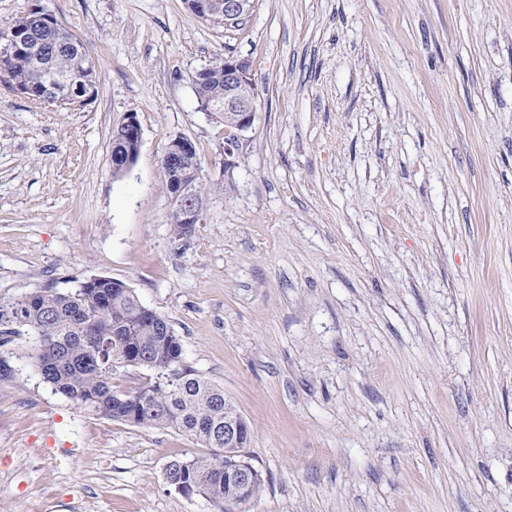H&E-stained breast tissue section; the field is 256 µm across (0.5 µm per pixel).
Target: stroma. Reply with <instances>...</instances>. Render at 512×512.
Returning a JSON list of instances; mask_svg holds the SVG:
<instances>
[{
    "label": "stroma",
    "mask_w": 512,
    "mask_h": 512,
    "mask_svg": "<svg viewBox=\"0 0 512 512\" xmlns=\"http://www.w3.org/2000/svg\"><path fill=\"white\" fill-rule=\"evenodd\" d=\"M40 7L99 63L71 111L0 82V301L96 275L167 316L249 422L264 484L232 512H512V0H183ZM250 60L235 156L194 76ZM142 142L114 175L113 127ZM213 189L182 239L161 164ZM0 346V512H222L168 485L201 446L97 417ZM183 2L186 8L199 18L201 17L196 12L203 18H219L221 16H224V18H243L251 12L254 4L253 0H193L191 1L193 9L188 4L189 0H183ZM224 18L201 19L216 24H224ZM113 137L116 142L126 147V152H124L121 158L119 157L120 159L117 163H114L112 160ZM141 139V128L134 114H129L124 122L113 128L111 138V161L113 170L123 168L126 171L134 164L139 154Z\"/></svg>",
    "instance_id": "35a3bbf8"
}]
</instances>
